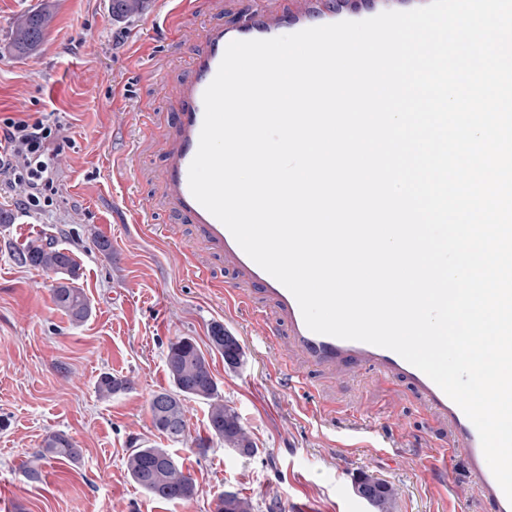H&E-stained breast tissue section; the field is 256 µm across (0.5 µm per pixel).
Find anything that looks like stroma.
I'll use <instances>...</instances> for the list:
<instances>
[{
    "instance_id": "obj_1",
    "label": "stroma",
    "mask_w": 512,
    "mask_h": 512,
    "mask_svg": "<svg viewBox=\"0 0 512 512\" xmlns=\"http://www.w3.org/2000/svg\"><path fill=\"white\" fill-rule=\"evenodd\" d=\"M55 18L36 50L11 49L17 19L43 2ZM252 0H192L172 17L167 0L118 24L111 0H0V121L39 118L60 126L52 202L25 209V184L0 189V503L9 512H214L222 491L251 499L254 512H372L354 493L362 472L397 490L395 512H488L472 491L462 453L448 452L447 422L431 415L406 381L360 366H319L288 348L273 300L255 292L228 311L220 286L237 273L162 196L164 133L171 89L188 69L184 24H233ZM148 209L173 240L135 221ZM54 239L80 264L78 287L92 313L72 324L56 307L55 274L18 265L13 249ZM108 240L109 252L93 242ZM221 323L244 352L233 370L209 340ZM189 337L206 355L226 404L258 449L249 459L221 442L199 455L207 406L186 404L187 439L169 445L151 422L152 395L168 388L170 341ZM265 339L255 347L254 337ZM130 380L100 399L102 374ZM53 432L82 450L74 463L39 466ZM171 447L195 479L196 496L166 502L141 490L125 461L130 438Z\"/></svg>"
}]
</instances>
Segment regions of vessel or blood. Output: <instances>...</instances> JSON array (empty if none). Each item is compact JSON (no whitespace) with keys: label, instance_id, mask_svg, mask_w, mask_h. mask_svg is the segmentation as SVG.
I'll return each mask as SVG.
<instances>
[{"label":"vessel or blood","instance_id":"obj_1","mask_svg":"<svg viewBox=\"0 0 512 512\" xmlns=\"http://www.w3.org/2000/svg\"><path fill=\"white\" fill-rule=\"evenodd\" d=\"M428 2L372 0L371 7L367 8L361 0H343L339 5L334 0H308V6L303 11L285 12L276 18L270 17L262 8H254L241 23L233 27L212 23L200 32L195 26H183L180 38L190 49L189 76L170 91L175 101V121L165 151L164 190L173 210L194 224L200 235L237 269L239 283L224 289V301L229 308L247 305L248 287H257L275 299L287 319L291 344L311 363H356L409 381L421 394L426 409L438 418L447 420L451 445L463 450L472 485L488 503L489 512H512V502L508 501L486 462L478 431L462 409L428 376L396 352L309 330L292 293L242 250L225 225L194 198L189 187V167L198 150L204 120L203 94L214 79L230 42L271 39L285 32L293 34L344 20L360 21L385 11H408Z\"/></svg>","mask_w":512,"mask_h":512}]
</instances>
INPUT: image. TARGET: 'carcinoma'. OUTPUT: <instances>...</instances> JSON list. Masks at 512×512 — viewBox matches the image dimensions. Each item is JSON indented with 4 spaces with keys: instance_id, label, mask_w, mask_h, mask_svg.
Segmentation results:
<instances>
[{
    "instance_id": "carcinoma-1",
    "label": "carcinoma",
    "mask_w": 512,
    "mask_h": 512,
    "mask_svg": "<svg viewBox=\"0 0 512 512\" xmlns=\"http://www.w3.org/2000/svg\"><path fill=\"white\" fill-rule=\"evenodd\" d=\"M147 0H112V18L122 20L141 13ZM53 23V15L46 9L26 14L13 29L12 47L19 53L34 50ZM21 265L40 268L45 272L65 276V281L53 288V300L73 323L86 321L92 312L84 290L76 286L79 264L74 254L59 248L49 241H32L14 252ZM228 332L224 325L214 323L209 330L212 346L222 355L231 353L237 357V365L244 362L242 346L228 348L224 336ZM166 367L171 387L155 393L149 402L153 427L171 442H180L186 433V410L184 401L190 398L207 402V429L209 436L197 442L199 448H209L217 440L226 448H244L243 457L250 458L256 447L242 423L239 413L224 403L218 383L204 353L188 337L178 338L168 345ZM130 383L109 373L103 374L97 384V392L104 399L127 390ZM81 449L63 432L48 435L37 459L50 461H75ZM126 469L142 490L154 497L170 501H188L196 496L197 486L192 475L167 448L144 445L133 438L129 442ZM360 485L373 486V512H394L396 491L388 482L360 473L355 479ZM216 512H254L252 501L237 492H223L218 496Z\"/></svg>"
}]
</instances>
